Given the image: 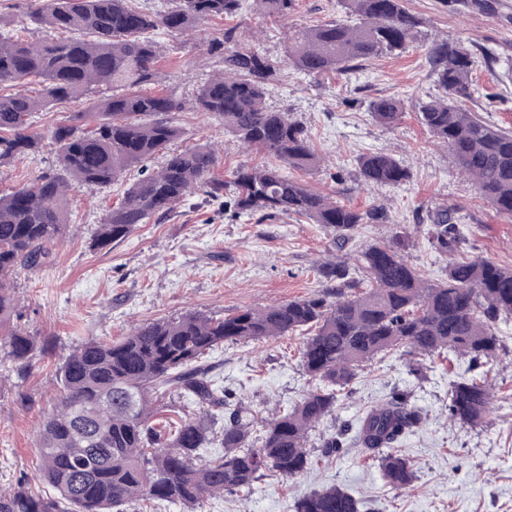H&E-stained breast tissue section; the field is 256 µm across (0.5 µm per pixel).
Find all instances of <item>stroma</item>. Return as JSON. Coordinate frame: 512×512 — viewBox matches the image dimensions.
<instances>
[{
    "mask_svg": "<svg viewBox=\"0 0 512 512\" xmlns=\"http://www.w3.org/2000/svg\"><path fill=\"white\" fill-rule=\"evenodd\" d=\"M405 6L423 25L404 53L331 77L287 66L269 91L270 105L290 110L303 122L325 158L320 170L305 175V183L357 208L380 205L388 211L385 222L360 225L345 245H337L322 225L282 216L242 217L198 193L163 223L140 225L125 241L98 249L91 239L105 208L165 156H153L143 170H131L107 188L73 186L71 228L64 242L51 247L43 265L13 278L27 329L49 349L20 375L9 361H0V486L25 480L32 489L52 494L39 479L36 428L53 408L57 366L85 341L115 339L132 324L191 311L223 315L322 292L326 281L320 268L326 261L348 260L365 245L391 244L402 231L410 235L408 261L429 280L444 281L448 263L431 250L425 234L433 211L441 207L452 209L463 229L464 256L512 268V216L497 213L479 196L417 118L421 102L439 93L424 63L427 49L436 42H462L478 57L471 110L490 124L512 129V81L507 78L512 0H405ZM345 17L339 0H293L287 19L265 17L253 6L236 23L242 44L256 39L276 55L289 31ZM219 29L208 21L185 37L159 33L168 83L177 93L204 81L214 66L206 48ZM380 97L403 100L399 125L386 128L373 119L369 105ZM170 118L183 131L181 146L205 141L217 146L218 176L230 178L237 167L260 161L203 114L174 112ZM376 151L393 155L409 170V181L378 189L362 186L357 159ZM498 331L505 347L483 368L496 389L480 427L463 426L448 413V390L466 374L467 360L452 364L425 357L422 373L415 375L408 371V357L380 355L359 370L332 416L310 432L308 446L316 458L304 475L286 481L270 473L248 493H228L188 508L138 502L127 505L126 512H294L295 501L329 485L359 499L362 512H512V320ZM302 343V333L296 332L226 344L207 361L212 377L233 390L242 407L267 417L292 406L307 387L299 358ZM396 393L407 394L422 415L418 428L396 446L415 472L409 488H391L359 449L320 456L332 437L353 439L366 411Z\"/></svg>",
    "mask_w": 512,
    "mask_h": 512,
    "instance_id": "obj_1",
    "label": "stroma"
}]
</instances>
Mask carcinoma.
<instances>
[{"label":"carcinoma","instance_id":"cac0c4a2","mask_svg":"<svg viewBox=\"0 0 512 512\" xmlns=\"http://www.w3.org/2000/svg\"><path fill=\"white\" fill-rule=\"evenodd\" d=\"M257 2L265 15L279 19L292 8V0ZM341 2L355 20L294 31L281 60L238 44V26L225 27L207 48L219 68L188 97L163 84L165 52L154 33L183 34L202 20L233 21L241 0H169L160 13L131 0H36L35 18L72 37L30 41L19 33H0V85L40 86L35 95L0 94V167L42 152L41 136L30 130L33 114L57 103L78 107L51 130L58 171L0 195V353L18 373L42 345L21 324L13 276L43 264L49 247L66 237L71 182L110 186L182 137L181 128L166 118L170 112H200L272 161L240 166L227 183L214 173L217 154L209 143L174 150L106 210L94 246L121 242L152 217L164 221L197 191L224 200V207L239 214L305 218L339 241L360 225L385 218L382 206L357 209L289 176L288 169L321 168L324 157L303 123L267 103L281 61L314 77L347 73L362 62L405 51L423 24L403 0ZM426 64L441 94L419 106L421 124L448 149L478 194L512 215V131L487 123L467 106L477 91L474 53L462 43H435ZM371 112L379 124L392 127L401 120L404 103L382 97L373 101ZM357 165L369 188L408 179L389 153L363 154ZM228 185L232 195L226 200ZM427 240L448 258L441 283H429L408 263L409 236L402 232L391 245L358 251L356 266L368 282L359 292L350 291L349 267L330 260L322 274L338 282L331 290L222 317L189 312L137 325L115 341L83 343L59 366L57 403L36 430L41 478L57 498L21 482L0 488V512H118L140 500L191 506L249 491L268 471L295 478L313 464L310 432L333 414L339 392L363 363L400 350L408 356L464 358L474 367L496 359L503 343L495 326L512 317V268L459 256L463 237L446 209L435 211ZM303 329L311 330L300 348L310 385L291 408L265 421L242 411L198 365L225 342L280 338ZM156 388L195 406L196 413L182 416L171 401L156 406ZM490 404L489 385L463 377L450 390L448 413L475 428ZM420 420L419 410L396 394L366 412L353 441L397 490L410 487L415 474L394 445ZM216 440L224 452L202 455ZM294 512H361V505L331 485L297 500Z\"/></svg>","mask_w":512,"mask_h":512}]
</instances>
